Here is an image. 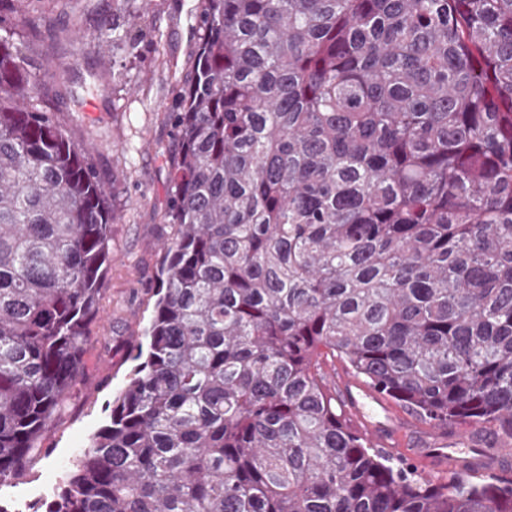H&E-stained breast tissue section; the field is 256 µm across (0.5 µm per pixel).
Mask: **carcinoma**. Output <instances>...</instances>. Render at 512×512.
I'll return each instance as SVG.
<instances>
[{"label":"carcinoma","mask_w":512,"mask_h":512,"mask_svg":"<svg viewBox=\"0 0 512 512\" xmlns=\"http://www.w3.org/2000/svg\"><path fill=\"white\" fill-rule=\"evenodd\" d=\"M0 16V481L82 372L116 217ZM153 314L45 512H512L421 475L322 370L512 439V0H203Z\"/></svg>","instance_id":"1"}]
</instances>
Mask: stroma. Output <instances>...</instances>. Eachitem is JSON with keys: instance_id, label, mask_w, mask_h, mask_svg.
Returning a JSON list of instances; mask_svg holds the SVG:
<instances>
[{"instance_id": "stroma-1", "label": "stroma", "mask_w": 512, "mask_h": 512, "mask_svg": "<svg viewBox=\"0 0 512 512\" xmlns=\"http://www.w3.org/2000/svg\"><path fill=\"white\" fill-rule=\"evenodd\" d=\"M203 0H32L35 34H23L32 68L52 76L65 63L69 88L96 75L100 89L83 105L82 124L105 134L90 161L116 211L112 261L102 282L104 310L92 326L83 374L66 414L46 432L49 453L24 476L0 483L10 512L53 499L67 471L108 421L107 407L128 379V350L153 312L163 247L174 234L165 213L176 131L167 118L186 85L202 40ZM119 30L132 50L101 42Z\"/></svg>"}]
</instances>
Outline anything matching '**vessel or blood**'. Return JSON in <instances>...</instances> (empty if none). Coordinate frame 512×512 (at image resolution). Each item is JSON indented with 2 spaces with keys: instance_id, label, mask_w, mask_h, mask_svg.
Listing matches in <instances>:
<instances>
[{
  "instance_id": "1",
  "label": "vessel or blood",
  "mask_w": 512,
  "mask_h": 512,
  "mask_svg": "<svg viewBox=\"0 0 512 512\" xmlns=\"http://www.w3.org/2000/svg\"><path fill=\"white\" fill-rule=\"evenodd\" d=\"M345 392L348 402L345 413L353 425L372 443L385 447L389 453H397L401 428L387 403L350 382L346 383ZM404 452L427 476L437 472L457 477L492 474L512 463L511 442L477 449L471 433L465 430L450 437H420Z\"/></svg>"
}]
</instances>
